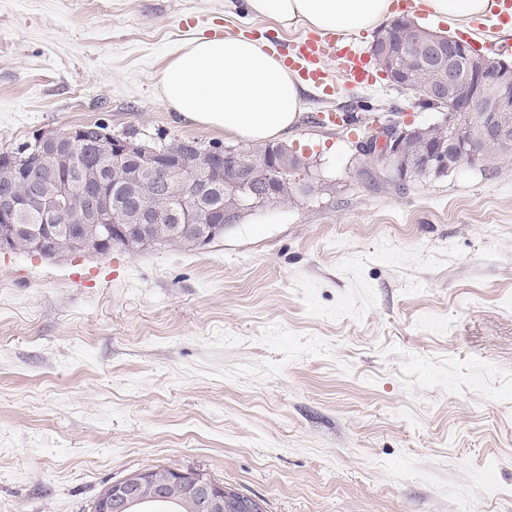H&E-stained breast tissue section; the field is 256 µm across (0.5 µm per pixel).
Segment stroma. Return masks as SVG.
Listing matches in <instances>:
<instances>
[{
	"label": "stroma",
	"mask_w": 512,
	"mask_h": 512,
	"mask_svg": "<svg viewBox=\"0 0 512 512\" xmlns=\"http://www.w3.org/2000/svg\"><path fill=\"white\" fill-rule=\"evenodd\" d=\"M425 12L512 59L494 17ZM259 34L297 36L245 0H0V147L94 123L227 146L158 77L189 39ZM327 68L282 143L335 193L200 247L0 253V512H89L167 463L265 512H512V158L395 186L365 126L311 115L437 112Z\"/></svg>",
	"instance_id": "35a3bbf8"
}]
</instances>
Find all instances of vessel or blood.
I'll return each instance as SVG.
<instances>
[{
  "mask_svg": "<svg viewBox=\"0 0 512 512\" xmlns=\"http://www.w3.org/2000/svg\"><path fill=\"white\" fill-rule=\"evenodd\" d=\"M284 65L312 88L331 86L325 61L336 62L351 84L368 86L374 82V63L345 38L310 34L298 41L273 45Z\"/></svg>",
  "mask_w": 512,
  "mask_h": 512,
  "instance_id": "1",
  "label": "vessel or blood"
}]
</instances>
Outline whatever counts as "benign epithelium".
I'll return each mask as SVG.
<instances>
[{
  "label": "benign epithelium",
  "mask_w": 512,
  "mask_h": 512,
  "mask_svg": "<svg viewBox=\"0 0 512 512\" xmlns=\"http://www.w3.org/2000/svg\"><path fill=\"white\" fill-rule=\"evenodd\" d=\"M463 44L450 37L447 50H442L435 41L421 45L431 58L448 53V82L430 90V95L448 104L445 114L453 133L448 139V149H438L425 157L429 168H453L472 156L471 144L459 136V129L466 119L487 121L484 128L486 140L496 141L500 132L495 121L488 120L494 112L512 110V66L496 57L480 55L482 68L470 74L468 79L460 78L456 63L462 54ZM405 124L391 115L377 130V145L372 157L386 167H399L401 153L398 148ZM83 142L77 129L54 131L41 135L36 148L49 156H55L62 149L71 152ZM143 155L147 164L144 181L147 190L137 187L127 199L134 202L139 210V223L126 224L112 210V194L105 188L90 193L86 187L59 179L57 169L45 165L32 192L24 199L11 193H0V252L11 250L17 234L24 230L18 224L20 216L37 207L40 209L48 235L60 243L59 251L83 252L91 248L92 242L111 241L115 244L131 243L144 233L148 224H154L158 217L154 208L145 204V199L155 197L158 191L169 184L183 187L178 206L187 218V223L178 228L177 234L187 235L196 231L194 219L197 206L209 190V183L196 177L195 168L180 158L160 159L159 153L129 139H115L112 146L99 151L98 163L119 164L126 158ZM224 194L236 201L237 209L244 210L252 194L249 176L233 169L225 176ZM79 204L84 212L83 224L88 234L73 235L62 232L55 226L56 217L73 204ZM206 223L230 224L233 212L220 207L206 210ZM239 491L203 475L192 473L174 465H162L137 471L112 483V488L100 497L98 512H138L144 502H175L186 500L193 504L196 512H235L238 507Z\"/></svg>",
  "instance_id": "7a95c632"
}]
</instances>
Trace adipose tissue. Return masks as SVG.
I'll return each instance as SVG.
<instances>
[{
	"mask_svg": "<svg viewBox=\"0 0 512 512\" xmlns=\"http://www.w3.org/2000/svg\"><path fill=\"white\" fill-rule=\"evenodd\" d=\"M247 6L285 29L334 35L378 29L394 13V0H247ZM300 89L280 59L244 37L186 41L158 81L169 110L245 143L286 132L301 110Z\"/></svg>",
	"mask_w": 512,
	"mask_h": 512,
	"instance_id": "1",
	"label": "adipose tissue"
}]
</instances>
